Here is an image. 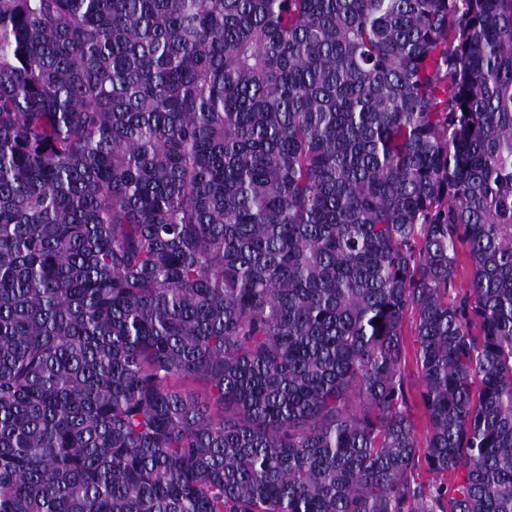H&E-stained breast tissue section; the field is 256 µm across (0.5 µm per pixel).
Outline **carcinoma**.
Wrapping results in <instances>:
<instances>
[{
	"label": "carcinoma",
	"instance_id": "cac0c4a2",
	"mask_svg": "<svg viewBox=\"0 0 512 512\" xmlns=\"http://www.w3.org/2000/svg\"><path fill=\"white\" fill-rule=\"evenodd\" d=\"M445 497L512 512V0H0V512ZM404 342L408 354V365L406 374L412 381V393H415L417 384L421 381L420 370L417 368L415 354L418 349L417 337L415 336L414 322L412 316L406 320L404 327Z\"/></svg>",
	"mask_w": 512,
	"mask_h": 512
}]
</instances>
